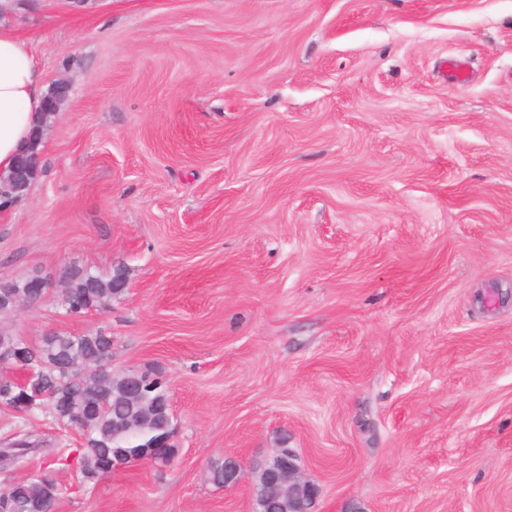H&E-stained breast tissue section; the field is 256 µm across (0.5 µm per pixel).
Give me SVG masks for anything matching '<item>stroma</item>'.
Segmentation results:
<instances>
[{
    "label": "stroma",
    "mask_w": 512,
    "mask_h": 512,
    "mask_svg": "<svg viewBox=\"0 0 512 512\" xmlns=\"http://www.w3.org/2000/svg\"><path fill=\"white\" fill-rule=\"evenodd\" d=\"M11 25L70 94L0 280L129 286L7 322L111 332L178 430L170 463L87 485L77 432L0 408V439L51 440L30 468L59 512H254L209 466L283 436L314 512H512V0H32ZM65 278L68 291L56 301L66 315L105 309L113 298L124 293L121 288H112V273L102 276L83 267H71Z\"/></svg>",
    "instance_id": "stroma-1"
}]
</instances>
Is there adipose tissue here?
<instances>
[{"label": "adipose tissue", "instance_id": "ef3b65f1", "mask_svg": "<svg viewBox=\"0 0 512 512\" xmlns=\"http://www.w3.org/2000/svg\"><path fill=\"white\" fill-rule=\"evenodd\" d=\"M42 69L28 41L0 25V170L8 169L41 119Z\"/></svg>", "mask_w": 512, "mask_h": 512}]
</instances>
